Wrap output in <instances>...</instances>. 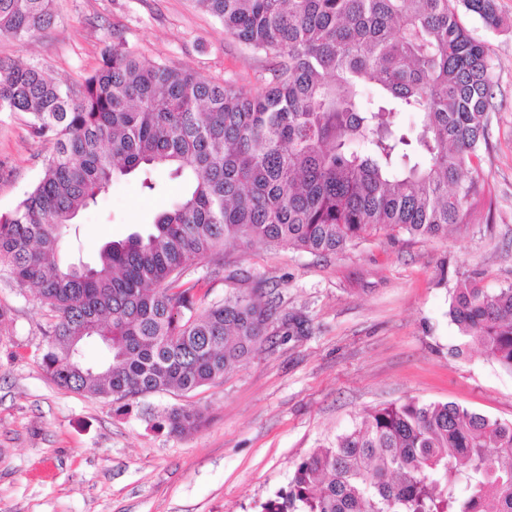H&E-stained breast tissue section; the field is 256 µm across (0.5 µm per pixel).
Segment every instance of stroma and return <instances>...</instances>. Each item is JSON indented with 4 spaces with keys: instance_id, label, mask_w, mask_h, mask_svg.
Listing matches in <instances>:
<instances>
[{
    "instance_id": "stroma-1",
    "label": "stroma",
    "mask_w": 512,
    "mask_h": 512,
    "mask_svg": "<svg viewBox=\"0 0 512 512\" xmlns=\"http://www.w3.org/2000/svg\"><path fill=\"white\" fill-rule=\"evenodd\" d=\"M54 22L29 39L0 36V59L38 67L79 88L113 36L147 60L188 68L215 82L260 91L273 60L225 35L193 0H54ZM503 26L465 24L490 49L494 99L476 174L492 207H478L447 235L381 232L320 257L280 244L224 246L186 274L199 308L230 292L275 301L303 321L300 336L271 324L247 361L183 394L123 408L58 387L39 355L49 318L33 289L0 268V512H261L314 448L391 402H455L512 421V372L467 343L448 311L457 282L488 292L512 286V0H497ZM49 143L27 115L0 112V215L42 176ZM115 180L79 217L63 261L94 263L109 241L143 230L181 193L157 177ZM193 406L208 423L176 436L167 410Z\"/></svg>"
}]
</instances>
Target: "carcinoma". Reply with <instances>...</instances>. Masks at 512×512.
Segmentation results:
<instances>
[{
    "instance_id": "cac0c4a2",
    "label": "carcinoma",
    "mask_w": 512,
    "mask_h": 512,
    "mask_svg": "<svg viewBox=\"0 0 512 512\" xmlns=\"http://www.w3.org/2000/svg\"><path fill=\"white\" fill-rule=\"evenodd\" d=\"M224 33L275 59L260 93L149 62L112 42L78 91L0 61V112L53 145L43 175L0 218V266L50 313L40 366L68 391L126 403L188 394L247 360L277 313L240 293L198 312L199 258L230 240L335 254L381 230L437 236L491 204L473 160L487 143L492 59L461 14L503 25L496 0H195ZM52 0H0V36H35ZM413 113L417 130L404 128ZM184 194L149 231L91 266L57 259L79 212L136 173ZM449 315L512 371V287L467 277ZM99 343L105 361L84 363ZM192 406L169 433L199 428ZM262 512H512V421L407 399L361 415L314 449Z\"/></svg>"
}]
</instances>
